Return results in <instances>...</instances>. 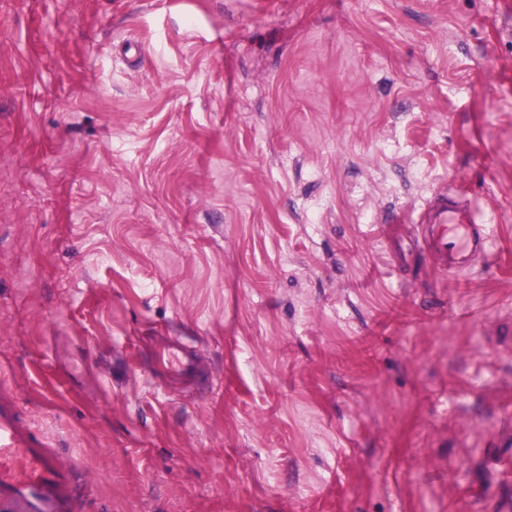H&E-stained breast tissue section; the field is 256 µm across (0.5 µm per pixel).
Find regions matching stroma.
<instances>
[{
    "mask_svg": "<svg viewBox=\"0 0 512 512\" xmlns=\"http://www.w3.org/2000/svg\"><path fill=\"white\" fill-rule=\"evenodd\" d=\"M0 372L79 512H498L512 0H0ZM454 216V226L458 241L448 239L445 234L435 233L433 225L447 224L448 214ZM421 224H425L432 233L426 236L428 246L439 255L438 264L441 269L454 274L468 269L473 262L485 253L488 242V228L475 215H469L457 209L454 203L444 196L428 207L422 214Z\"/></svg>",
    "mask_w": 512,
    "mask_h": 512,
    "instance_id": "1",
    "label": "stroma"
}]
</instances>
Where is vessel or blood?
Instances as JSON below:
<instances>
[{"label": "vessel or blood", "instance_id": "vessel-or-blood-1", "mask_svg": "<svg viewBox=\"0 0 512 512\" xmlns=\"http://www.w3.org/2000/svg\"><path fill=\"white\" fill-rule=\"evenodd\" d=\"M431 228L428 246L441 269L457 273L483 255L488 228L458 210L447 198L421 217ZM79 492L75 465L63 464L53 441L36 430L22 412L15 389L0 380V512H77Z\"/></svg>", "mask_w": 512, "mask_h": 512}]
</instances>
